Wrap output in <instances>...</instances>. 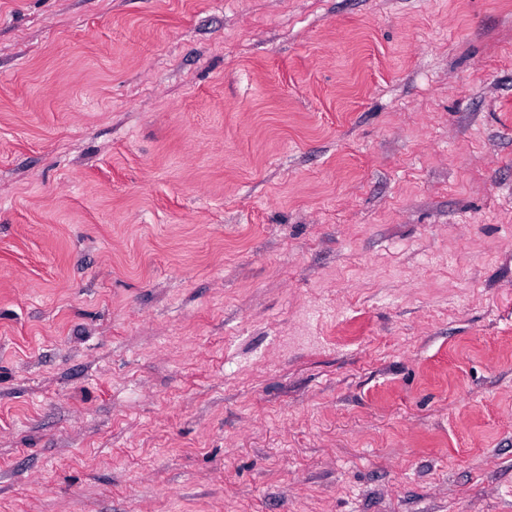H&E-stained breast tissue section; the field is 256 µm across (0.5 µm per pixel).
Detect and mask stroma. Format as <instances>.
<instances>
[{
    "label": "stroma",
    "mask_w": 512,
    "mask_h": 512,
    "mask_svg": "<svg viewBox=\"0 0 512 512\" xmlns=\"http://www.w3.org/2000/svg\"><path fill=\"white\" fill-rule=\"evenodd\" d=\"M0 512H512V0H0Z\"/></svg>",
    "instance_id": "1"
}]
</instances>
